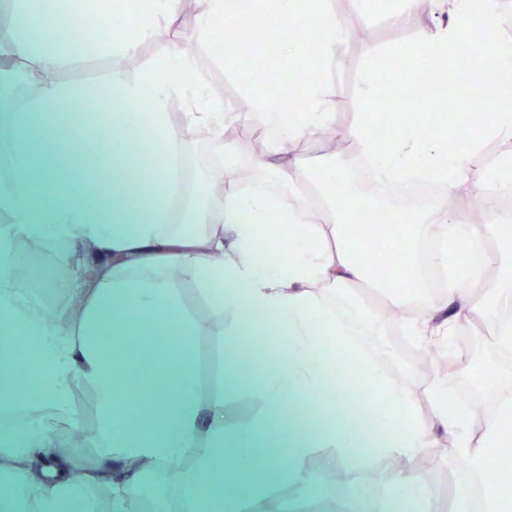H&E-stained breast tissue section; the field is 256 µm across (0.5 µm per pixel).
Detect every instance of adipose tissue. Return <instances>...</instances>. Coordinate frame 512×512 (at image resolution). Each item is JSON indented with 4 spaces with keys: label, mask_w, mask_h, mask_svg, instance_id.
Returning a JSON list of instances; mask_svg holds the SVG:
<instances>
[{
    "label": "adipose tissue",
    "mask_w": 512,
    "mask_h": 512,
    "mask_svg": "<svg viewBox=\"0 0 512 512\" xmlns=\"http://www.w3.org/2000/svg\"><path fill=\"white\" fill-rule=\"evenodd\" d=\"M90 3L107 32L88 38L71 23L79 0H11L14 24L0 41V78L10 76L11 59L48 74L92 54L135 52L182 9V0ZM88 101L106 102L104 114L78 111ZM176 102L182 112L175 122ZM227 119L193 56L176 43L138 80L49 82L21 106L0 105V338L24 337L39 364L38 377L30 378L14 350L0 348V512H94L86 490L99 482L111 489L112 512H171L164 495L146 494L142 460L176 481L181 512H250L283 482L307 489L304 462L312 449L387 460L411 459L428 447L430 422L411 390L388 383L352 341L364 311L349 287L368 282L387 307L414 303L422 314L436 312L417 257L420 227L431 222L438 230L430 262L451 272L447 302L490 314L494 301L512 298V287L493 284L486 304L474 303L471 292L496 253L512 252V225L458 224L424 199L384 215L393 256L384 264L368 245V225L349 219L376 205L349 189L340 168L312 172L262 157L252 161L256 170L289 191L306 185L317 193L326 223L290 209L286 195L234 189L215 198L201 183L197 210L185 213L184 133L215 131L214 167L231 173L240 156L221 135ZM90 138L97 141L92 163L71 170L74 146ZM211 224L231 229L232 250L208 233ZM330 236L335 246L327 245ZM19 237L94 245L96 287L67 284L84 303L80 317L66 304L54 321L35 314L15 274ZM173 268L193 275L214 316L234 310L244 333L283 340L254 386L264 411L247 432L225 425L221 402L205 406L199 399L194 324L170 284ZM316 282L336 293L343 315L311 292ZM148 322L159 324L167 341L145 358L132 357L128 343ZM75 377L95 395L106 444L83 474L72 459L39 445L43 420L66 412ZM28 389L36 401L25 397ZM246 437L251 446L240 449ZM279 448L287 459L276 456ZM18 459L26 468H14ZM383 512H433L428 486L415 472L402 474Z\"/></svg>",
    "instance_id": "adipose-tissue-1"
}]
</instances>
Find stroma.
<instances>
[{
    "instance_id": "1",
    "label": "stroma",
    "mask_w": 512,
    "mask_h": 512,
    "mask_svg": "<svg viewBox=\"0 0 512 512\" xmlns=\"http://www.w3.org/2000/svg\"><path fill=\"white\" fill-rule=\"evenodd\" d=\"M406 31L392 23L375 27L374 33L367 39H350L347 48L346 76L338 79L328 95L335 113L329 124L331 132L349 139L354 124L355 112L351 94L350 71H353L359 58L368 50L405 36ZM193 30L190 20L182 19L169 27L165 37L143 44L135 53L124 56H99L84 62L68 64L51 73L56 82L84 84L119 76L128 80L136 79L162 53L170 42H184L192 39ZM213 134L210 130L199 128L186 133L184 137L185 160L194 167L196 178H211L220 182V173L212 172L208 158L211 154ZM18 276L34 290L33 303L43 315L51 316L57 306L67 299L68 293L62 289V282L78 278L87 287L97 284L96 273L85 250L74 247L62 240L54 245L39 249L24 258ZM183 306L195 324V348L198 365L202 375H209L213 355L217 347L225 345L228 334L234 333L239 321L233 311H226L223 319H211V309L201 298L197 285L190 276H183L176 282ZM367 331L359 343L367 355L380 367L391 380L407 384L419 406L423 417L433 415L429 395L432 381L446 378L449 362H456L461 368H468L472 361L470 343L460 339L454 356L441 354L429 343L420 345L408 336L403 322L418 314L415 304H408L402 310L403 319L395 323L389 318L382 300L365 301ZM425 361V372H418L417 361ZM263 411V402L248 385H240L224 393V420L229 427L239 428L251 423ZM45 433L53 448L75 459L80 465L88 467L99 458L105 449L100 436L95 398L92 390L84 387L80 381H72L69 392V407L65 414L49 420L44 425ZM82 433L80 446L69 441L70 431ZM431 446L427 451L431 459V468L424 479L429 487L437 512H448L452 498L448 493L452 470L444 465L442 457L452 452L455 440L441 426H434L430 438ZM315 469H323L326 461L345 468L351 474V480L344 490L318 485L315 504L325 505L340 496H347L359 508L360 512H379L388 483V471L384 461L359 459L341 454L334 448L313 449L308 457Z\"/></svg>"
}]
</instances>
